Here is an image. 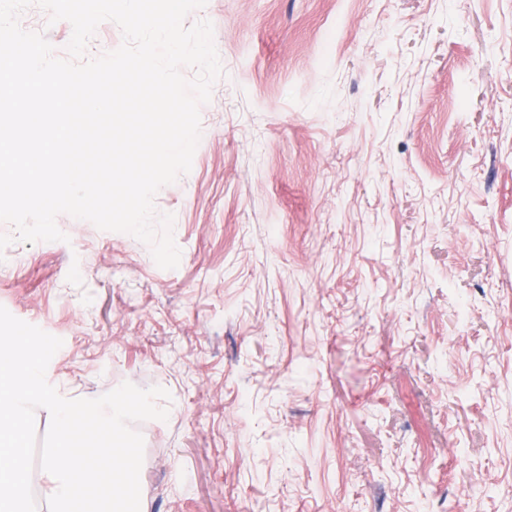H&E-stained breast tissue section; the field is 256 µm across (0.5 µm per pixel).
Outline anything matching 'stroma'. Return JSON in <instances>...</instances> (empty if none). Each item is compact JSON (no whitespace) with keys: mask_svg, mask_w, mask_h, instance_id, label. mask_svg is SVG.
I'll use <instances>...</instances> for the list:
<instances>
[{"mask_svg":"<svg viewBox=\"0 0 512 512\" xmlns=\"http://www.w3.org/2000/svg\"><path fill=\"white\" fill-rule=\"evenodd\" d=\"M223 74L154 198L62 214L0 306L66 398L171 395L147 512H512V0H208ZM23 29L67 57L69 22Z\"/></svg>","mask_w":512,"mask_h":512,"instance_id":"obj_1","label":"stroma"}]
</instances>
